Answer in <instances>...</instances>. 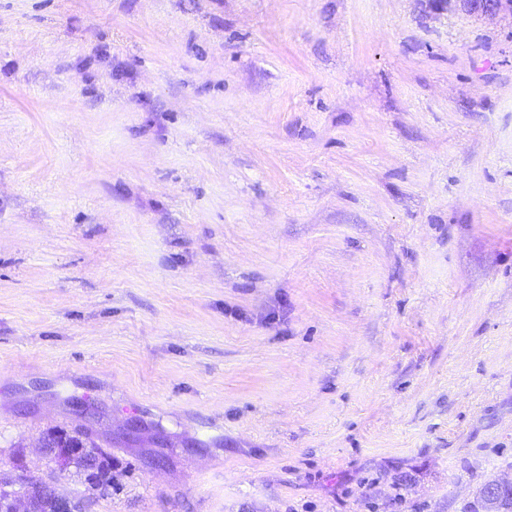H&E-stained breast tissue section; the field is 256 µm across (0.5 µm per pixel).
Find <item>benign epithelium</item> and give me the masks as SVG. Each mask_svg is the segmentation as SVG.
Instances as JSON below:
<instances>
[{
	"label": "benign epithelium",
	"instance_id": "1",
	"mask_svg": "<svg viewBox=\"0 0 512 512\" xmlns=\"http://www.w3.org/2000/svg\"><path fill=\"white\" fill-rule=\"evenodd\" d=\"M462 3L471 13L493 17L500 12L497 0H462ZM36 448L53 464L52 475L42 479V485L36 490L29 484L30 475L25 467H16L9 473L0 472V494H7L0 501V512H38L40 501L45 512H87L88 496L61 491L63 480L88 485L89 496L112 493V485L97 482L92 472L85 469L99 449L83 433H63L53 442L44 436L38 440Z\"/></svg>",
	"mask_w": 512,
	"mask_h": 512
}]
</instances>
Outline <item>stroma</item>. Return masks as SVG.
Wrapping results in <instances>:
<instances>
[{
  "label": "stroma",
  "mask_w": 512,
  "mask_h": 512,
  "mask_svg": "<svg viewBox=\"0 0 512 512\" xmlns=\"http://www.w3.org/2000/svg\"><path fill=\"white\" fill-rule=\"evenodd\" d=\"M89 512H482L512 479V11L0 0V469ZM36 448L41 456L53 464V473L49 478H42L38 491L29 484L31 478L25 466H19L12 472L0 470V494H7L1 499L2 512H38L39 499L42 496L45 512H86L87 496H78L62 492V480L71 483L80 482L88 485L89 495L103 496L112 493V484L98 483L92 472L85 469L87 463L95 457L100 448L82 432L61 434L54 442L46 436L40 437Z\"/></svg>",
  "instance_id": "obj_1"
}]
</instances>
